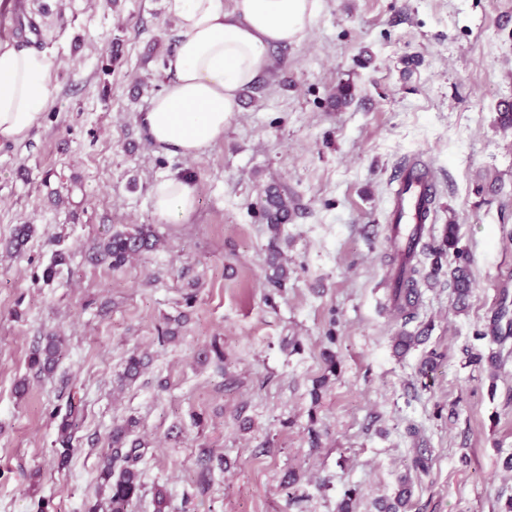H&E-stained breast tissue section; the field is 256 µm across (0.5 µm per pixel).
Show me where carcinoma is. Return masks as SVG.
<instances>
[{
	"mask_svg": "<svg viewBox=\"0 0 512 512\" xmlns=\"http://www.w3.org/2000/svg\"><path fill=\"white\" fill-rule=\"evenodd\" d=\"M288 207V201L281 196L267 199V218L270 229L280 231L281 213ZM157 245V236L151 227L141 225L131 230L115 231L101 246V256L112 266L120 267L135 256L153 250ZM453 282L457 299L462 301L469 292L470 280L466 271L458 267L453 271ZM62 353V341L57 336H48L45 344L35 350L31 365L40 372H51ZM59 418L56 443L60 445V462L69 457L70 442L79 426L77 407L68 402L65 409H56ZM134 421L112 428L111 448L100 469L101 485L107 489V497L93 506L90 512H126L130 501L138 496L142 488L141 472L137 465L144 455V446L137 440H129Z\"/></svg>",
	"mask_w": 512,
	"mask_h": 512,
	"instance_id": "cac0c4a2",
	"label": "carcinoma"
}]
</instances>
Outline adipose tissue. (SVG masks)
I'll list each match as a JSON object with an SVG mask.
<instances>
[{"mask_svg": "<svg viewBox=\"0 0 512 512\" xmlns=\"http://www.w3.org/2000/svg\"><path fill=\"white\" fill-rule=\"evenodd\" d=\"M319 0H166L181 40L168 56L170 81L142 116L157 150L195 158L223 138L240 110V96L270 64L272 48L301 40ZM56 57L0 39V142L27 138L52 100ZM154 211L182 223L197 196L177 176L154 182Z\"/></svg>", "mask_w": 512, "mask_h": 512, "instance_id": "adipose-tissue-1", "label": "adipose tissue"}]
</instances>
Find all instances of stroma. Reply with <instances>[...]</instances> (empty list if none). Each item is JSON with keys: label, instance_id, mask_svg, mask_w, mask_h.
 <instances>
[{"label": "stroma", "instance_id": "35a3bbf8", "mask_svg": "<svg viewBox=\"0 0 512 512\" xmlns=\"http://www.w3.org/2000/svg\"><path fill=\"white\" fill-rule=\"evenodd\" d=\"M5 36L59 67L28 137L0 143V512H89L112 427L131 418L146 449L129 512H155L159 488L169 512H338L346 499L380 512L405 476L408 512H504L512 0H321L195 158L156 150L141 125L181 39L165 0H14ZM410 161L433 169L440 194L408 317L386 283L390 172ZM169 175L197 191L179 224L150 197ZM271 192L288 200L276 235ZM20 224L31 237L7 251ZM141 224L158 249L117 269L100 258L112 231ZM168 328L175 341H161ZM52 334L62 355L43 375L30 357ZM401 335L421 342L397 355ZM133 353L144 367L120 384ZM70 399L79 427L62 466L53 413Z\"/></svg>", "mask_w": 512, "mask_h": 512}]
</instances>
